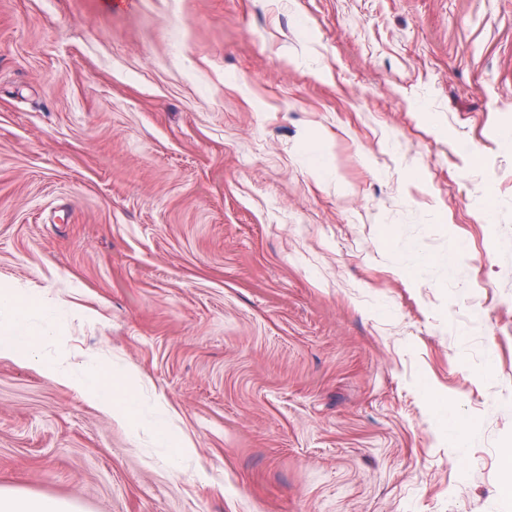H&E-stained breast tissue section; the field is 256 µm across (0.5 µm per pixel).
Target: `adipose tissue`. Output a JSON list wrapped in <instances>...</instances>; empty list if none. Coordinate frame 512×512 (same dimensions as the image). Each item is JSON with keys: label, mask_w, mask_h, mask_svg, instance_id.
I'll return each mask as SVG.
<instances>
[{"label": "adipose tissue", "mask_w": 512, "mask_h": 512, "mask_svg": "<svg viewBox=\"0 0 512 512\" xmlns=\"http://www.w3.org/2000/svg\"><path fill=\"white\" fill-rule=\"evenodd\" d=\"M54 313L41 298L0 286V356L35 360L42 338L51 335ZM52 376L77 387L103 411L126 417L140 400L129 373L67 364L52 369ZM0 512H79L70 502L28 492L0 489Z\"/></svg>", "instance_id": "1"}]
</instances>
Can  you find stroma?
<instances>
[{"mask_svg":"<svg viewBox=\"0 0 512 512\" xmlns=\"http://www.w3.org/2000/svg\"><path fill=\"white\" fill-rule=\"evenodd\" d=\"M0 284L69 310L0 357L2 488L512 512V0H0ZM62 350L133 373L190 460ZM49 372L56 380L77 387L107 413L132 417L140 405L133 377L129 373L97 367L76 369L70 363L50 368Z\"/></svg>","mask_w":512,"mask_h":512,"instance_id":"1","label":"stroma"}]
</instances>
